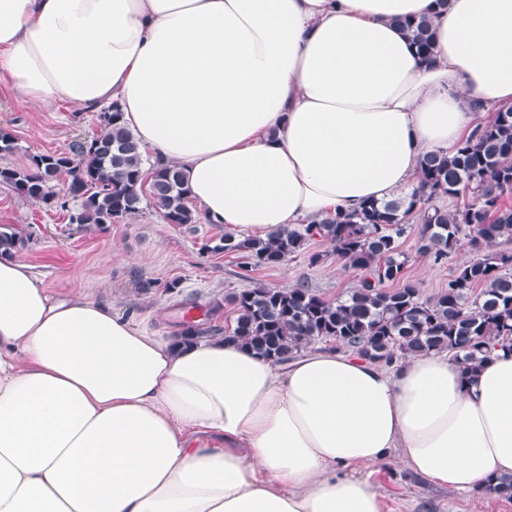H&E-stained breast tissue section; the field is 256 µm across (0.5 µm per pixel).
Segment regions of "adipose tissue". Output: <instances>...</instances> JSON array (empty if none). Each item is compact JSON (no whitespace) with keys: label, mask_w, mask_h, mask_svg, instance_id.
I'll return each instance as SVG.
<instances>
[{"label":"adipose tissue","mask_w":512,"mask_h":512,"mask_svg":"<svg viewBox=\"0 0 512 512\" xmlns=\"http://www.w3.org/2000/svg\"><path fill=\"white\" fill-rule=\"evenodd\" d=\"M428 17L431 58L398 22ZM22 97L118 104L204 219L241 237L412 190L512 106V0H0ZM432 484L512 476V350L346 348L276 363L183 342L0 259V512H383L390 458Z\"/></svg>","instance_id":"1"}]
</instances>
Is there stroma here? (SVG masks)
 Masks as SVG:
<instances>
[{
  "mask_svg": "<svg viewBox=\"0 0 512 512\" xmlns=\"http://www.w3.org/2000/svg\"><path fill=\"white\" fill-rule=\"evenodd\" d=\"M0 127L15 137L13 153L0 155V166L26 165L31 155L68 151L75 140L98 130L96 113L81 112L66 102L51 106L32 103L9 90L0 74ZM9 224L31 234L30 249L20 256L38 272L43 283L57 291L85 294L111 303L136 325L175 333L180 305L192 301L209 310L211 324L233 323L235 314L228 296L244 288H292L308 283L329 300L358 288L361 274L350 269L322 240L310 242L297 258L240 276L238 260L231 254H207L203 246L223 226L200 224L195 231L165 223L155 207L148 206L122 224L100 230L70 223L60 209L20 197L0 185V225ZM409 279L422 298L447 287L455 269L475 256L468 240L447 261L437 264L419 252L415 233L400 240ZM320 254L310 263V254ZM153 279L144 292L137 281ZM179 281L167 290L170 281ZM369 479L383 497L384 512H512V500L488 493L462 494L434 486L400 466L397 459L378 465Z\"/></svg>",
  "mask_w": 512,
  "mask_h": 512,
  "instance_id": "35a3bbf8",
  "label": "stroma"
}]
</instances>
